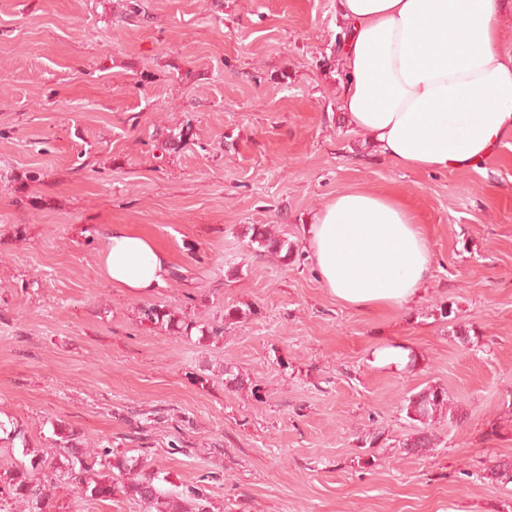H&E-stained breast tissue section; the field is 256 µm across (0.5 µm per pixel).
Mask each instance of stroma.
Here are the masks:
<instances>
[{"label":"stroma","mask_w":512,"mask_h":512,"mask_svg":"<svg viewBox=\"0 0 512 512\" xmlns=\"http://www.w3.org/2000/svg\"><path fill=\"white\" fill-rule=\"evenodd\" d=\"M344 32L334 0H0L1 474L29 449L64 466L65 425L211 512H512L489 478L512 460V137L474 169L398 167L339 109ZM347 190L419 224L433 264L412 303L358 309L317 276L307 221ZM113 224L167 254L165 288L103 278ZM252 224L289 259L257 255ZM146 303L195 329L141 321ZM394 347L408 364L377 360ZM430 386L455 419L411 455L403 400Z\"/></svg>","instance_id":"35a3bbf8"}]
</instances>
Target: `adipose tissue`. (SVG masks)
<instances>
[{"mask_svg":"<svg viewBox=\"0 0 512 512\" xmlns=\"http://www.w3.org/2000/svg\"><path fill=\"white\" fill-rule=\"evenodd\" d=\"M347 26L339 105L348 123L403 168L476 167L512 136V55L501 52L500 0H336ZM316 272L358 308L420 295L432 256L397 198L348 190L311 219ZM100 268L114 287H164L169 260L154 242L113 226Z\"/></svg>","mask_w":512,"mask_h":512,"instance_id":"ef3b65f1","label":"adipose tissue"}]
</instances>
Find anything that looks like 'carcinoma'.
I'll list each match as a JSON object with an SVG mask.
<instances>
[{
	"label": "carcinoma",
	"instance_id": "carcinoma-1",
	"mask_svg": "<svg viewBox=\"0 0 512 512\" xmlns=\"http://www.w3.org/2000/svg\"><path fill=\"white\" fill-rule=\"evenodd\" d=\"M252 242L265 252L283 254L288 258L290 247L288 241L276 238L270 231L262 228L253 229ZM141 318L155 325L164 324L179 334L191 329V324L176 320L173 315L155 304H146L140 309ZM404 410L407 417L418 423L415 433L403 442L406 452L418 454L435 447L436 437L431 429L437 417H448L453 422L454 412L448 400V392L443 388L428 387L405 399ZM62 444L69 449V467L62 474L51 470L46 460L35 454L30 466H23L8 477L0 479V496H8L26 504L27 512H45L44 501L50 497L49 488L56 487V481H69L70 485L87 499L110 498L114 495H126L148 504L151 512H207L208 500L203 489L192 486L181 492L165 490L155 484L157 473L147 472L138 467V461H129L119 456L108 447L98 452L77 447L73 433H62ZM106 468L112 466L125 471L126 481L114 482L102 475L93 476L94 466ZM40 471L43 481L32 478Z\"/></svg>",
	"mask_w": 512,
	"mask_h": 512
}]
</instances>
